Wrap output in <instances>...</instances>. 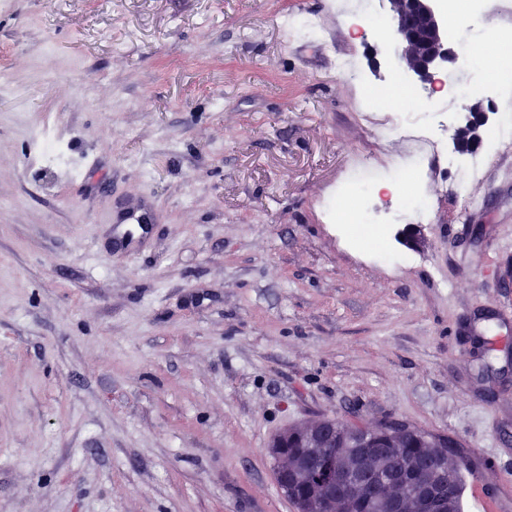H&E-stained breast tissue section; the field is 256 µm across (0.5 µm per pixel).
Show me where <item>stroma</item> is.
Returning a JSON list of instances; mask_svg holds the SVG:
<instances>
[{
    "label": "stroma",
    "instance_id": "1",
    "mask_svg": "<svg viewBox=\"0 0 512 512\" xmlns=\"http://www.w3.org/2000/svg\"><path fill=\"white\" fill-rule=\"evenodd\" d=\"M342 53L386 68L330 0H0V512H296L269 444L319 417L457 439L512 512V146L349 241L337 185L406 145ZM336 66L339 71H341L343 74H345L353 83V85L361 91L364 97L361 98L360 101V107L362 112H365V116L370 121H376L374 118V115L372 110L375 108V94L373 92V89H377L380 91H385L389 89H396L399 91H403L406 93H409L418 103L422 102V97L417 94L409 85L406 77L404 74L400 72H396L391 75L389 78L388 84L384 88H376L368 85L361 74L359 66L356 64V62L351 58H340Z\"/></svg>",
    "mask_w": 512,
    "mask_h": 512
}]
</instances>
